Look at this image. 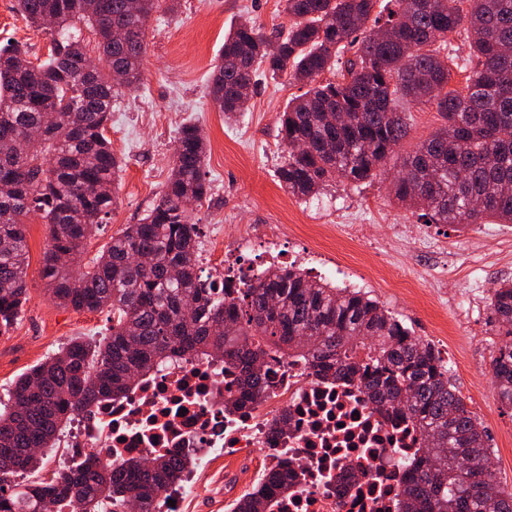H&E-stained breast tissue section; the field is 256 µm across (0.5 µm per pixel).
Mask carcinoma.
<instances>
[{
    "instance_id": "obj_1",
    "label": "carcinoma",
    "mask_w": 512,
    "mask_h": 512,
    "mask_svg": "<svg viewBox=\"0 0 512 512\" xmlns=\"http://www.w3.org/2000/svg\"><path fill=\"white\" fill-rule=\"evenodd\" d=\"M169 0H16L17 12L58 31L36 64L19 44L0 47V335L17 321L27 296L24 218L38 211L50 228L43 277L50 297L76 311L112 309V333L74 339L20 375L0 411V512H162V494L180 485L191 456L169 452L117 465L81 461L41 477L42 449L100 399L118 398L133 379L184 356L224 360L244 389L261 382L267 352L305 355L316 371L355 378L369 398L395 405L424 434L425 449L407 464L398 512H512V490L489 465L487 434L448 379V368L404 321L357 288L313 280L291 266L270 268L239 285L216 288L198 263L199 225L184 202L205 199L207 143L196 124L179 131L173 166L158 202L87 263L78 260L114 205L120 168L105 137L112 117L113 66L127 88L142 81L145 30ZM286 29L266 34L252 22L231 27L210 93L231 120L256 87L257 65L308 86L279 118L288 158L278 171L298 197L373 171L408 136L411 117L397 102L429 103L443 120L403 159L410 177L395 199L421 210L426 224L455 231L493 218L512 224V0H284ZM96 36L104 67L83 69L80 26ZM466 26L476 65L467 93L448 89L451 37ZM385 27L389 34L377 37ZM338 73L323 82L326 72ZM306 145L297 154L298 144ZM482 211L467 210L471 197ZM500 337L492 375L512 408V282L489 301ZM288 468L268 470L233 512H263L286 488ZM33 477L16 484L18 477Z\"/></svg>"
}]
</instances>
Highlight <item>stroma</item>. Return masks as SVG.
<instances>
[{
    "label": "stroma",
    "mask_w": 512,
    "mask_h": 512,
    "mask_svg": "<svg viewBox=\"0 0 512 512\" xmlns=\"http://www.w3.org/2000/svg\"><path fill=\"white\" fill-rule=\"evenodd\" d=\"M14 0H0V46L27 43L32 59L45 60L52 37L28 27L13 9ZM249 20L264 30L288 26L283 0H180L177 12H155L147 29L143 81L112 101V121L105 136L122 166L115 184L116 203L92 239L96 254L128 225L139 223L159 199L171 172L178 133L197 124L208 144L203 169L211 190L190 211L201 228L200 242L209 254L205 269L224 258L219 226L249 224L263 235L268 224H284L291 244L304 245V266L310 278L336 286L351 284L368 292L404 320L415 336L433 341L448 367V377L462 397L490 371L495 338L488 325V304L470 309V338L453 334L455 303L464 297L470 278L487 288L512 280V224H474L459 231L422 223L389 194V182L402 159L440 127L431 106L412 110L411 129L375 175L359 185L338 181L313 198L288 194L278 170L288 149L279 137V115L304 88L289 77L262 73L249 107L228 123L209 95L210 73L237 22ZM341 224H359V240L340 237ZM431 240L421 250L386 248L394 227ZM28 299L10 332L0 335V399L22 373L74 337L108 336L112 312L76 311L51 300L42 275L49 228L40 212L26 217ZM440 287H432L433 279ZM497 450L492 468L504 486H512V409L489 389L485 415L479 421Z\"/></svg>",
    "instance_id": "obj_1"
}]
</instances>
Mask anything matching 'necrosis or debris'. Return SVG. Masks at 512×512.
<instances>
[{
  "instance_id": "4bbe7bcc",
  "label": "necrosis or debris",
  "mask_w": 512,
  "mask_h": 512,
  "mask_svg": "<svg viewBox=\"0 0 512 512\" xmlns=\"http://www.w3.org/2000/svg\"><path fill=\"white\" fill-rule=\"evenodd\" d=\"M251 245V234L240 232L224 248L220 273L239 279L288 265L276 231L264 234L261 260H244ZM61 441L68 456L114 464L186 450L205 474L220 459L285 465L288 490L277 512H397L406 464L424 447L418 425L395 407L373 404L356 379L276 352L250 399L242 397L238 371L181 360L77 415Z\"/></svg>"
}]
</instances>
